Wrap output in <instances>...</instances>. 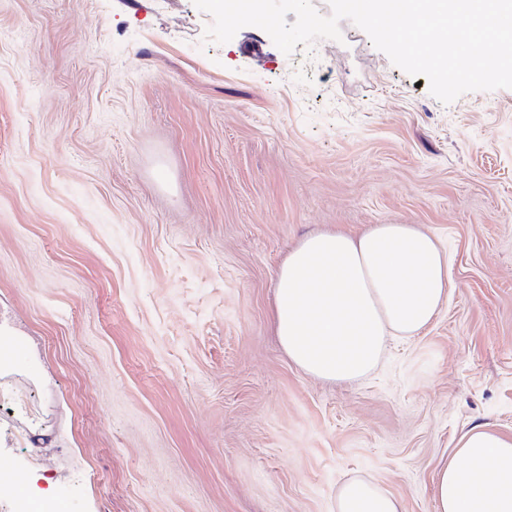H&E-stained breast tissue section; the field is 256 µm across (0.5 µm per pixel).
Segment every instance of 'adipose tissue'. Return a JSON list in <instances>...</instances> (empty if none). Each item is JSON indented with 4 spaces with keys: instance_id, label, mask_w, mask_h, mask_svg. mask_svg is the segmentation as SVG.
Returning a JSON list of instances; mask_svg holds the SVG:
<instances>
[{
    "instance_id": "obj_1",
    "label": "adipose tissue",
    "mask_w": 512,
    "mask_h": 512,
    "mask_svg": "<svg viewBox=\"0 0 512 512\" xmlns=\"http://www.w3.org/2000/svg\"><path fill=\"white\" fill-rule=\"evenodd\" d=\"M448 256L416 224L304 238L276 274L275 334L289 360L327 383L362 379L390 337H413L448 298ZM434 512H512V436L474 427L435 470ZM333 512H404L368 478L339 488Z\"/></svg>"
}]
</instances>
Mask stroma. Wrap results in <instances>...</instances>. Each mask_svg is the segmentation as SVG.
<instances>
[{"mask_svg":"<svg viewBox=\"0 0 512 512\" xmlns=\"http://www.w3.org/2000/svg\"><path fill=\"white\" fill-rule=\"evenodd\" d=\"M193 0H0V470L66 512H433L460 435H512V89L445 105L350 20L283 54ZM419 224L448 300L375 372L273 330L306 235ZM333 512H405L391 492L362 476L352 477L339 488Z\"/></svg>","mask_w":512,"mask_h":512,"instance_id":"obj_1","label":"stroma"}]
</instances>
